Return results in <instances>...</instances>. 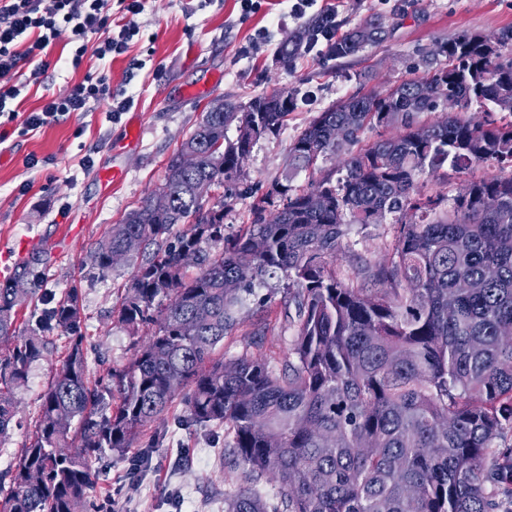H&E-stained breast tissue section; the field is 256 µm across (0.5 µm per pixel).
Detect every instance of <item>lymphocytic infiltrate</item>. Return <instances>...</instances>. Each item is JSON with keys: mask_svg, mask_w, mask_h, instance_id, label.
<instances>
[{"mask_svg": "<svg viewBox=\"0 0 512 512\" xmlns=\"http://www.w3.org/2000/svg\"><path fill=\"white\" fill-rule=\"evenodd\" d=\"M147 0H0V119L26 135L90 111L111 100L112 113L128 111L133 96L113 92L104 71L86 72L64 92L48 94L42 105L21 111L27 85L41 83L49 70L65 64L81 69L87 54L106 61L127 54L140 34L137 18ZM63 46L64 58L53 55Z\"/></svg>", "mask_w": 512, "mask_h": 512, "instance_id": "lymphocytic-infiltrate-1", "label": "lymphocytic infiltrate"}]
</instances>
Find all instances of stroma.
Masks as SVG:
<instances>
[{
    "mask_svg": "<svg viewBox=\"0 0 512 512\" xmlns=\"http://www.w3.org/2000/svg\"><path fill=\"white\" fill-rule=\"evenodd\" d=\"M323 8L335 10L342 33L366 18L380 17L387 30L384 41L342 59L311 52L282 65V43ZM290 9L289 0H264L244 21L236 0H213L193 13L185 0H148L138 18V41L127 55L103 65L113 90L136 96L130 111L109 119V103L103 100L65 122L0 143V282L32 253L64 238L63 251L51 257L46 286L60 296L78 292V331L91 377L125 368L151 329H132L117 320L124 286L140 256L101 271L88 255L111 224L161 184L169 158L211 101H244L280 88L297 97L280 135L260 139L246 162L248 191L224 217V235L231 238L251 223L253 199L266 195L272 183L287 181L299 192L336 174L339 160L334 156L311 170L289 165L290 144L318 112L354 93H377L413 77L424 70L423 58L434 44L512 29V0H317L302 19ZM133 132L138 138L130 148L126 142ZM30 155L43 159V166H26ZM85 157L90 166H82ZM115 167L123 178L103 185L101 173ZM510 177L511 166L486 163L441 179L424 174L417 186L423 194L450 200L463 181ZM347 239L355 256L380 258L393 239V222L352 226ZM285 284L278 273L255 285L240 325L218 345V352L228 359L266 355L274 368H282L295 315ZM42 336L46 352L32 363L26 383L13 395L18 413L9 436L0 440V476L14 468L30 445L41 398L70 348L62 330H46ZM186 416L185 404L175 401L124 455L109 453L95 461L100 479L91 499L116 498L122 512H224L225 490L251 486L261 495L271 494L272 485L252 481L247 467L225 466L222 424L190 425ZM149 443L155 449L143 466L141 451Z\"/></svg>",
    "mask_w": 512,
    "mask_h": 512,
    "instance_id": "stroma-1",
    "label": "stroma"
}]
</instances>
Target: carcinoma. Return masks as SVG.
<instances>
[{"mask_svg":"<svg viewBox=\"0 0 512 512\" xmlns=\"http://www.w3.org/2000/svg\"><path fill=\"white\" fill-rule=\"evenodd\" d=\"M317 32L314 20L289 36L281 63L305 53ZM383 33L381 20L366 19L326 42V54L353 56ZM499 37L495 50L480 35L443 42L425 56L424 75L318 113L289 145L296 170L339 155L338 127L348 148L368 126L401 131L343 159L337 180L327 175L295 194L272 185L232 239L224 213L243 195L242 161L260 139L280 134L297 103L277 104L272 93L216 99L169 159L163 183L89 254L110 270L114 254L142 241L118 320L148 325L151 335L128 366L94 383L83 337L71 338L0 512H90L93 461L124 453L178 398L189 422L224 424L228 467L244 464L279 483L271 497L224 491V512H512V445L500 446L512 435V342L500 334L512 325V177L468 181L450 207L417 188L419 175L446 166L512 165V30ZM439 55L448 63L435 67ZM450 96L459 112L416 123ZM477 101L492 110L462 117ZM185 152L197 155L192 169L181 164ZM203 181L224 196L211 205L198 198ZM317 192L323 203L314 206ZM273 195L286 204L268 214ZM379 208L395 221L391 254L342 269L349 228L374 223ZM186 253L195 257L190 276ZM49 266L47 253H35L0 285V436L16 415L13 390L45 351L36 329L17 320ZM278 271L296 311L285 368L249 356L213 360L245 295ZM22 280L29 288L19 294ZM41 300L48 307L38 324L76 331V291L58 301L44 291ZM32 468L42 470L41 483L27 482Z\"/></svg>","mask_w":512,"mask_h":512,"instance_id":"carcinoma-1","label":"carcinoma"}]
</instances>
